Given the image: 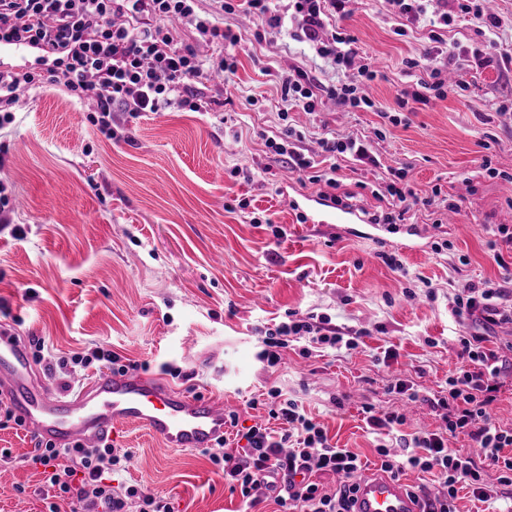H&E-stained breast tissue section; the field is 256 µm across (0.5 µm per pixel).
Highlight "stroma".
<instances>
[{"mask_svg": "<svg viewBox=\"0 0 512 512\" xmlns=\"http://www.w3.org/2000/svg\"><path fill=\"white\" fill-rule=\"evenodd\" d=\"M224 22L242 35L238 67L204 82L208 111L118 110L110 138L91 122L95 102L70 97L62 83L19 91L16 121L0 131V179L13 194L0 223V323L43 339L57 358L104 344L141 373L222 400L247 427L267 423L250 402L277 387L376 472L378 437L363 406L403 413L406 434L436 429L426 403L387 385H443L461 363L449 296L512 276L489 247L497 225L512 226V109L503 108L512 63L474 59L468 50L484 36L455 18L442 38L460 56V90L400 109L404 62L431 47L429 29L401 27L387 0H352L341 25L373 63V104L344 111L325 96L310 114L282 101L278 76L297 69L325 90L337 81L331 64L289 34L259 33L248 12ZM286 125L307 154L328 132L368 138L377 165L336 161L337 192L355 204L336 223H313L331 199L272 161L267 142ZM399 169L418 196L436 188L439 199L396 225L368 223L367 213L393 209L371 186ZM384 252L401 270L382 262ZM290 311L327 315L359 348L306 359L291 350L266 368L259 334ZM390 349L398 358L387 365ZM35 444L28 430L0 426V512H48L53 490L30 460ZM112 445L133 455L114 481L141 485L174 512L276 510L267 498L248 506L203 451L164 448L134 426Z\"/></svg>", "mask_w": 512, "mask_h": 512, "instance_id": "35a3bbf8", "label": "stroma"}]
</instances>
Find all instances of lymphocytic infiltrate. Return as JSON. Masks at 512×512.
<instances>
[{"mask_svg": "<svg viewBox=\"0 0 512 512\" xmlns=\"http://www.w3.org/2000/svg\"><path fill=\"white\" fill-rule=\"evenodd\" d=\"M303 24L298 38L321 57L330 59L342 78L327 94L344 108L369 104L364 92L376 77L371 63L356 64L358 51L352 35L342 31L327 33L330 17H345L349 0H292ZM196 32L195 44L179 39L180 27ZM241 36L223 23L201 16L197 0H0V47L23 45L36 53L41 72L0 68V130L15 120L12 110L17 93L45 83L63 81L70 96L97 103L92 119L103 134L112 132V112L122 108L132 116L161 112L177 106L191 112L207 107L196 86L209 70L235 73L237 60L231 47ZM455 58L453 52L434 49L419 58L408 59V72L428 73L429 93H422L417 82L399 91L400 105L423 103L428 97H445L448 88L442 73ZM300 135L283 127L278 138L269 140L272 155L287 160L289 170L304 175L313 184L337 189L335 167H318L313 156L304 154ZM452 313L472 330L460 337L458 370L448 374L447 393H433L426 402L441 423L432 431L401 438V452L390 446L376 448L380 468L392 478L410 472L429 474L440 485L439 492L417 486L426 495L430 512H457L459 488L470 489L473 498L494 502L499 489L512 486V428L493 422L490 407L497 401L499 377L512 368V344L491 340L494 327L512 324V288L483 281L455 294ZM258 354L268 367H277L283 353L298 347L301 356L311 354L312 346L357 349V337L341 336L329 318L292 311L284 322L265 329ZM36 362L48 369L71 376L92 366L127 372L134 365L104 345H92L87 353L54 358L39 339L29 342ZM270 419L279 421L280 430L263 424L240 427L239 415L231 411L226 423L230 432L244 439L240 449L212 455L222 470L230 490L239 491L243 500H254L259 490L274 492L279 512H352L356 480L364 464L347 448L331 444L326 431L315 423L297 401L283 398L280 390L269 389L264 401ZM466 436L480 449L479 457L460 453L450 441ZM129 452L103 444L97 448L74 445L60 449L37 446L31 461L44 467L57 498L73 500L82 512H172L169 504L143 487H114V471L126 469ZM499 476L488 483L486 468ZM334 474L340 479L335 493L322 492L315 474Z\"/></svg>", "mask_w": 512, "mask_h": 512, "instance_id": "f902f5d3", "label": "lymphocytic infiltrate"}]
</instances>
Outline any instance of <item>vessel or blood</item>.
<instances>
[{"label":"vessel or blood","instance_id":"vessel-or-blood-1","mask_svg":"<svg viewBox=\"0 0 512 512\" xmlns=\"http://www.w3.org/2000/svg\"><path fill=\"white\" fill-rule=\"evenodd\" d=\"M0 400L38 440L68 447L98 444L128 425L172 449L212 448L224 440L223 402L136 372L99 374L80 381L75 393H57L37 376L24 345L11 334H0ZM427 509L423 498L384 474L358 482L355 512Z\"/></svg>","mask_w":512,"mask_h":512}]
</instances>
